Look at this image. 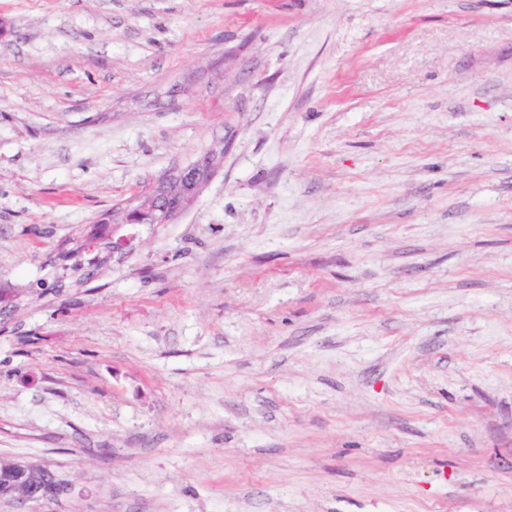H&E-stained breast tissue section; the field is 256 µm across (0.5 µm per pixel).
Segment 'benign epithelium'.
<instances>
[{"label":"benign epithelium","mask_w":512,"mask_h":512,"mask_svg":"<svg viewBox=\"0 0 512 512\" xmlns=\"http://www.w3.org/2000/svg\"><path fill=\"white\" fill-rule=\"evenodd\" d=\"M226 143L203 152L192 164L168 173L155 184L127 201L124 224H170L199 195L214 172L224 162ZM46 467L0 458V475L11 477L9 493L13 501H40L36 481Z\"/></svg>","instance_id":"benign-epithelium-1"}]
</instances>
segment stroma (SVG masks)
<instances>
[{
    "label": "stroma",
    "instance_id": "35a3bbf8",
    "mask_svg": "<svg viewBox=\"0 0 512 512\" xmlns=\"http://www.w3.org/2000/svg\"><path fill=\"white\" fill-rule=\"evenodd\" d=\"M0 22V512H512V0ZM225 151L226 143L221 141L192 164L168 173L137 193L127 201L124 218L117 224H171L195 200L213 173L222 167ZM45 471L42 465L0 458V475L12 478L9 493L15 502L42 500L36 481Z\"/></svg>",
    "mask_w": 512,
    "mask_h": 512
}]
</instances>
